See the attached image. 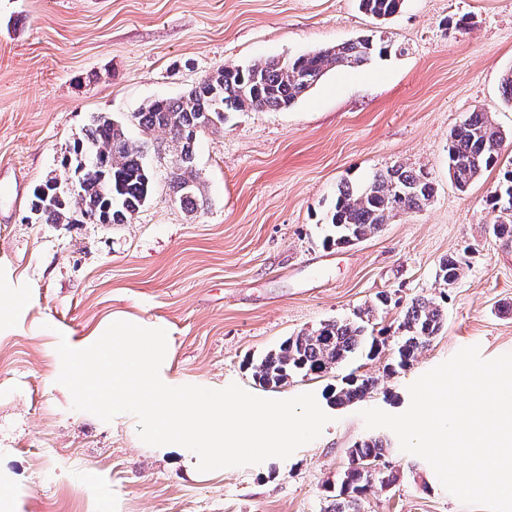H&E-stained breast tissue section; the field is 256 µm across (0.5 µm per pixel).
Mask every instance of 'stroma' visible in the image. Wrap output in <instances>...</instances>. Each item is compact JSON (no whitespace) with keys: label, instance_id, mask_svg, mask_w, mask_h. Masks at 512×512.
Returning <instances> with one entry per match:
<instances>
[{"label":"stroma","instance_id":"stroma-1","mask_svg":"<svg viewBox=\"0 0 512 512\" xmlns=\"http://www.w3.org/2000/svg\"><path fill=\"white\" fill-rule=\"evenodd\" d=\"M372 34L393 53L330 70L289 108L234 112L198 137V209L175 199L167 134L130 122L219 68ZM511 68L512 0H404L383 22L359 0H0V291L20 294L0 331V485L18 512H323L349 448L371 435L386 440L394 481L367 493L361 512H473L360 412H404L409 385L461 348L512 352V237L495 236L486 205L499 171L463 192L448 177L449 135L474 111L504 131L501 161L512 162V103L501 95ZM100 114L144 142L149 200L127 224L35 219V187L73 182L63 160ZM398 164L428 173L427 205L355 245H324L339 187ZM450 255L464 271L448 286L437 273ZM382 292L390 304L374 328L396 335L422 296L442 305L445 324L411 368L385 374V352L339 367L340 377H377L363 401L330 405L325 377L274 389L254 378L253 362L285 339L354 318ZM114 312L166 326L170 372L185 384L235 383L273 399L310 392L329 423L288 459L187 474L141 441L137 418L76 410L57 382L52 347Z\"/></svg>","mask_w":512,"mask_h":512}]
</instances>
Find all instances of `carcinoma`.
I'll list each match as a JSON object with an SVG mask.
<instances>
[{"label": "carcinoma", "instance_id": "carcinoma-1", "mask_svg": "<svg viewBox=\"0 0 512 512\" xmlns=\"http://www.w3.org/2000/svg\"><path fill=\"white\" fill-rule=\"evenodd\" d=\"M404 0H359V7L376 20L398 13ZM389 44L370 36L314 50L284 59L258 62L244 68H220L202 78L177 100H155L132 115L145 130L161 129L169 134V179L177 201L193 209L201 197L194 169L195 144L199 133L224 123L229 112L279 110L288 108L331 69L359 65L373 56H384ZM502 133L483 112H472L452 131L448 144V173L464 191L481 173L499 164ZM74 174L81 206L72 210L65 191L52 179L35 188L31 212L47 224H127L147 202L153 189V173L141 146L131 141L124 126L109 116H99L86 138L73 146ZM433 195L428 174L403 165L373 175L361 186L338 188L336 202L327 216V244L353 245L401 211H415L427 205ZM512 198V167L503 169L502 179L487 199L495 214L494 233L512 236V213L498 206ZM462 260L448 256L439 263L438 277L447 286L463 274ZM377 305L367 307L350 320H329L315 329L301 331L284 340L253 365V375L267 388H277L288 378L302 374L314 378L336 371L357 352L375 357L391 351L385 365L389 373L412 366L418 353L443 329V307L428 298H415L406 307L394 340L368 331ZM376 387V379L351 373L341 384L328 388L330 404L344 406L363 400ZM383 440L370 437L348 449V467L338 494L324 512H360L361 500L375 485L392 483L381 471L374 475L354 465L371 460L384 465Z\"/></svg>", "mask_w": 512, "mask_h": 512}]
</instances>
